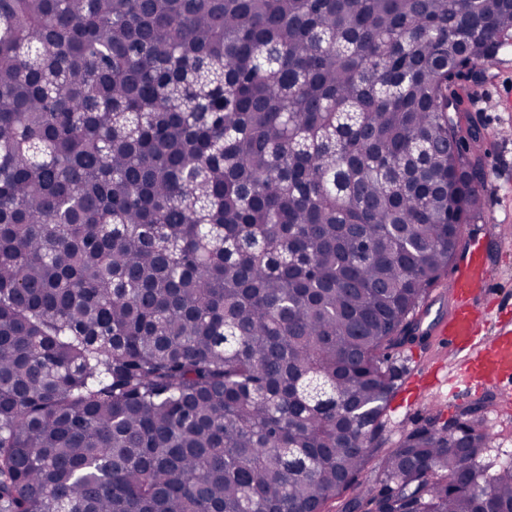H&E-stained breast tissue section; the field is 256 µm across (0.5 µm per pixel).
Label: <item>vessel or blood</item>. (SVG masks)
I'll use <instances>...</instances> for the list:
<instances>
[{
	"label": "vessel or blood",
	"instance_id": "1",
	"mask_svg": "<svg viewBox=\"0 0 512 512\" xmlns=\"http://www.w3.org/2000/svg\"><path fill=\"white\" fill-rule=\"evenodd\" d=\"M491 292L485 247L478 241L473 245L468 266L449 285L453 306L448 316L435 322L431 330L438 345L463 356L456 373L445 380L450 395L512 375V329H500L489 342L479 338L480 301Z\"/></svg>",
	"mask_w": 512,
	"mask_h": 512
}]
</instances>
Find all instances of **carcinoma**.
I'll list each match as a JSON object with an SVG mask.
<instances>
[{"label":"carcinoma","mask_w":512,"mask_h":512,"mask_svg":"<svg viewBox=\"0 0 512 512\" xmlns=\"http://www.w3.org/2000/svg\"><path fill=\"white\" fill-rule=\"evenodd\" d=\"M512 0H0V512H512L481 407L360 476L482 209Z\"/></svg>","instance_id":"carcinoma-1"}]
</instances>
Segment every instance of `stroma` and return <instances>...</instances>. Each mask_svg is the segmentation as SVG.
<instances>
[{"label": "stroma", "instance_id": "obj_1", "mask_svg": "<svg viewBox=\"0 0 512 512\" xmlns=\"http://www.w3.org/2000/svg\"><path fill=\"white\" fill-rule=\"evenodd\" d=\"M457 85L464 97V119L475 121L483 131L486 180L483 213L475 223L465 225L463 243L449 264L448 273L456 275L465 266L475 240L485 242L490 276L497 289L496 294L486 297L484 304L487 322L482 334L489 340L497 330L498 319L512 322V54H498L481 80L461 73ZM394 362L401 374V384L406 387L433 363L454 369L457 357L440 347L417 353L407 346L395 355ZM501 392V387L494 386L447 401L431 396L412 407L402 405L400 397H393L382 419L380 447H395L407 429L422 423L431 407L449 415L459 407L499 397ZM484 417L488 443L483 465L492 473L501 462L512 459V411L490 407L485 409Z\"/></svg>", "mask_w": 512, "mask_h": 512}]
</instances>
